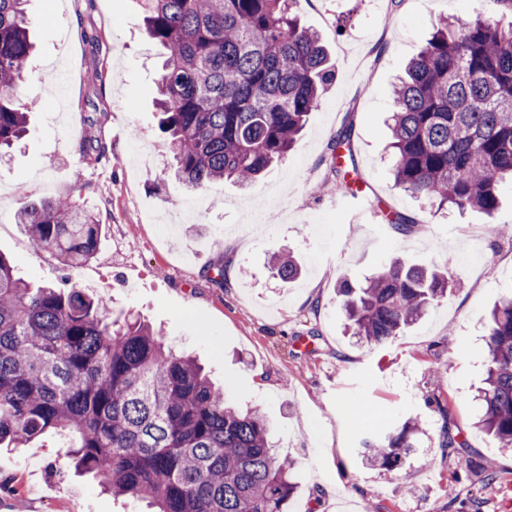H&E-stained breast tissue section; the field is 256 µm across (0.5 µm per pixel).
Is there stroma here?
Segmentation results:
<instances>
[{"instance_id":"stroma-1","label":"stroma","mask_w":512,"mask_h":512,"mask_svg":"<svg viewBox=\"0 0 512 512\" xmlns=\"http://www.w3.org/2000/svg\"><path fill=\"white\" fill-rule=\"evenodd\" d=\"M36 53L23 85L39 100L28 132L0 157V255L34 285L82 288L160 330L196 357L240 406H260L280 454L295 459L292 512H512V452L475 428L486 375L484 318L512 289V185L500 191L491 236L484 215L437 213L395 188L386 151L391 89L438 17H499L493 0H298L336 78L294 150L258 184L188 189L157 126L156 46L134 0H28ZM350 129L359 193L330 189L329 145ZM104 156L85 157L82 136ZM371 197L375 208L359 205ZM67 197L103 224L95 256L72 270L36 250L17 222L22 204ZM417 219L409 234L386 216ZM262 221L260 235L247 232ZM302 274L285 284L272 253ZM451 262V295L394 341L368 347L346 334L336 285L390 259ZM225 277H218V268ZM357 403L389 428L409 414L423 429L403 467L380 471L357 454L361 433L341 413ZM460 448L440 447L442 431ZM68 436L50 432L0 447V512H135L92 476L49 464ZM498 469L484 478L486 465Z\"/></svg>"}]
</instances>
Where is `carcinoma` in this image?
<instances>
[{"label":"carcinoma","mask_w":512,"mask_h":512,"mask_svg":"<svg viewBox=\"0 0 512 512\" xmlns=\"http://www.w3.org/2000/svg\"><path fill=\"white\" fill-rule=\"evenodd\" d=\"M26 0H0V149L25 132L18 90L30 70ZM146 39L165 51L156 82L174 177L190 189L246 187L294 147L336 77L297 0H137ZM387 151L394 183L439 209L472 210L497 231L500 188L512 184V22L438 21L393 89ZM336 185L346 184L351 130L331 142ZM32 244L67 267L95 254L101 224L68 198L23 205ZM285 284L301 274L288 253L271 259ZM441 267L395 259L359 283L339 282L351 334L394 340L453 285ZM480 428L512 448V291L492 308ZM418 416L361 457L393 472L413 452ZM55 431L71 437L67 465L153 512H289L295 461L273 451L258 409L226 402L201 366L165 347L138 319L112 318L104 298L75 286L33 288L0 257V447Z\"/></svg>","instance_id":"1"}]
</instances>
